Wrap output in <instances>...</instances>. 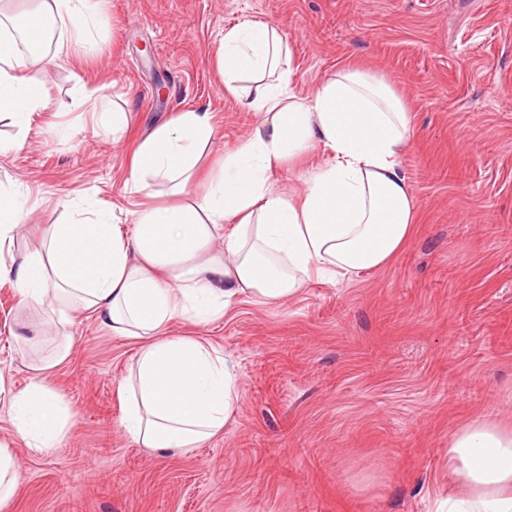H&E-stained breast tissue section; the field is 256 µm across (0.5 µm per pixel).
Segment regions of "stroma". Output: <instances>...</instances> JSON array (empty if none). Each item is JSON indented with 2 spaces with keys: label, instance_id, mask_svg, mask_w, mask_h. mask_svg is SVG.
Returning a JSON list of instances; mask_svg holds the SVG:
<instances>
[{
  "label": "stroma",
  "instance_id": "35a3bbf8",
  "mask_svg": "<svg viewBox=\"0 0 512 512\" xmlns=\"http://www.w3.org/2000/svg\"><path fill=\"white\" fill-rule=\"evenodd\" d=\"M271 24L307 95L353 65L403 95L414 136L401 169L417 207L405 247L384 267L312 278L276 305L241 303L205 324L175 320L230 358L239 403L196 448L155 454L124 431L118 387L136 352L77 312V344L47 378L73 414L49 454L14 438L0 397V441L24 480L0 512H432L463 495L448 480V438L472 418L512 422V0H103L93 52L31 70L44 107L26 137L0 120V186L33 225L62 224V199H89L130 230L136 145L182 111L208 109L218 138L201 177L218 174L259 121L225 92L224 33ZM89 91L127 112L121 139L95 126ZM74 126L67 139L53 125ZM0 286V378L27 384L19 324L39 320Z\"/></svg>",
  "mask_w": 512,
  "mask_h": 512
}]
</instances>
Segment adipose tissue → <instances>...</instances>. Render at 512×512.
<instances>
[{"mask_svg":"<svg viewBox=\"0 0 512 512\" xmlns=\"http://www.w3.org/2000/svg\"><path fill=\"white\" fill-rule=\"evenodd\" d=\"M57 20L68 41L95 46L96 0H34L22 14L0 10V118L29 130L41 110V86L26 77L47 64L23 53L11 32L19 19ZM224 88L261 115L250 138L224 158L205 191L192 180L216 135L208 110L178 113L136 147L130 180L142 198L131 234L110 210L67 200L76 218L42 231V247L15 250L29 211L0 186V282L15 284L47 319L17 333L38 344L46 328L58 339L32 365L21 388L0 382L17 436L40 452L59 448L71 412L46 377L70 356V314L83 310L113 335L136 340L130 374L118 395L122 424L141 447L157 453L194 448L223 431L239 400L236 369L193 336H172V321L222 317L241 298L277 304L298 295L312 277L336 278L387 265L409 240L416 203L400 160L413 137L402 98L383 77L346 66L312 95L294 89L290 50L276 30L245 24L227 31L218 58ZM323 150L302 195L277 191L273 176L292 159ZM184 195L156 202L158 183ZM448 474L469 488L441 501L437 512H512V427L474 420L448 439Z\"/></svg>","mask_w":512,"mask_h":512,"instance_id":"ef3b65f1","label":"adipose tissue"}]
</instances>
